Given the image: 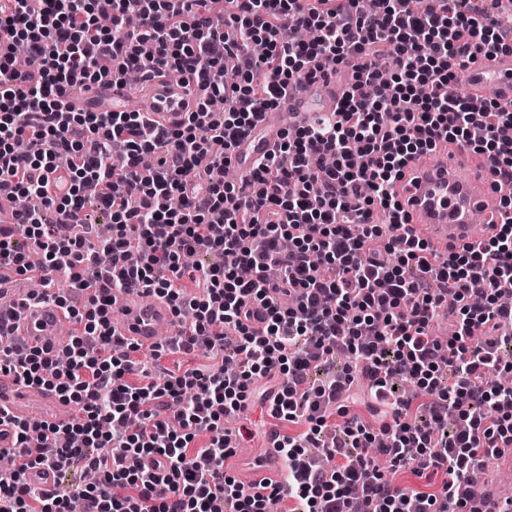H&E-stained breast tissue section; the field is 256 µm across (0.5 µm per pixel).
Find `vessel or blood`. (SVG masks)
<instances>
[{
  "mask_svg": "<svg viewBox=\"0 0 512 512\" xmlns=\"http://www.w3.org/2000/svg\"><path fill=\"white\" fill-rule=\"evenodd\" d=\"M468 84L476 101L512 103V53H501L472 65ZM343 92V86L332 76L320 75L313 82L294 85L281 99L275 118L265 119L251 135L239 141L234 150L239 180H250V159L269 153L279 144L284 129L307 120L306 102L310 96H318L323 111L331 112ZM128 99L124 85L106 79L82 96L72 98L71 104L101 112ZM198 99L197 90L155 71L141 85L138 110L150 123L173 128L185 113L196 111ZM510 192L512 186L498 185L485 161L458 149L436 162L426 157L410 161L404 179L396 186L411 234L430 244H448L452 249L488 238L490 226L472 223L471 216L498 211L502 195ZM112 308L121 314L120 320L112 324L115 338L144 348L156 344L159 325L173 320L166 302L146 299L137 285L114 294ZM10 317L13 335L24 337L28 345L51 349L57 348L61 330L70 321L66 312L53 302L37 308L15 305ZM36 417L62 424L69 421L70 411L50 389L41 392L38 403H30L13 376L0 372V447L12 445L13 421ZM252 462L264 480H276L281 461L275 434L267 435L263 453L253 457ZM462 494L470 512H512V498L492 489L468 487Z\"/></svg>",
  "mask_w": 512,
  "mask_h": 512,
  "instance_id": "vessel-or-blood-1",
  "label": "vessel or blood"
}]
</instances>
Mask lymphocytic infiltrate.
Returning <instances> with one entry per match:
<instances>
[{"label": "lymphocytic infiltrate", "mask_w": 512, "mask_h": 512, "mask_svg": "<svg viewBox=\"0 0 512 512\" xmlns=\"http://www.w3.org/2000/svg\"><path fill=\"white\" fill-rule=\"evenodd\" d=\"M214 2L0 0V25L29 54L24 68L0 60V188L31 201L0 225V270L28 274L36 252L54 279L89 294L65 361L0 348V371L79 407L71 422L41 424L49 456L16 422L0 512H269L287 500L290 512H464L470 471L512 445L502 379L512 366L499 356L512 347V198L490 238L440 257L410 237L395 188L415 155L443 146L512 182V108L452 88L457 70L512 51V19L501 20L502 0H427L422 11L414 0H224L219 14ZM256 42L264 56L251 54ZM340 64L352 81L335 111L294 127L254 161L249 184L214 179L287 85ZM131 69L179 71L200 90L198 111L167 129L138 112L68 105L72 88L122 83ZM63 155L70 185L57 197L48 175ZM89 205L108 215L109 237L85 221ZM378 208L387 221H375ZM210 254L221 263L204 264ZM186 281L200 295L184 296ZM135 283L190 322L154 360L200 348L236 361L235 372L217 363L160 381L140 368L110 319L113 293ZM443 315L444 339L431 332ZM342 355L336 377L315 383ZM257 401L307 429L279 440L282 480L248 488L224 469L236 444L224 419ZM334 414L345 418L337 438ZM200 432L210 439L197 447ZM310 447L335 464L319 467ZM42 465L48 489L26 478ZM91 470L97 483L65 481ZM399 470L444 479L434 491L401 487L389 477Z\"/></svg>", "instance_id": "lymphocytic-infiltrate-1"}]
</instances>
